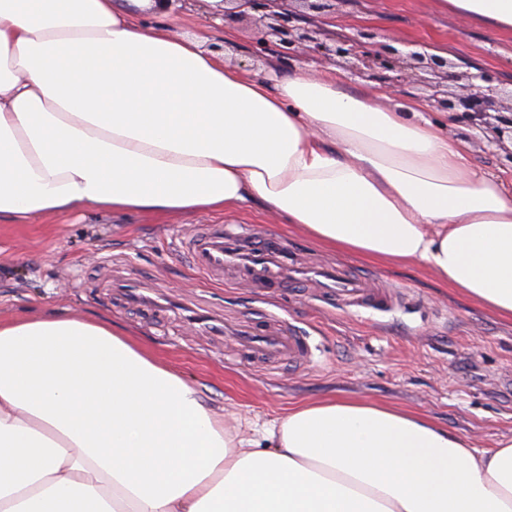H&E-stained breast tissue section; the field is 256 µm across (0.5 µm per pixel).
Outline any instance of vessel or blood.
<instances>
[{"instance_id": "vessel-or-blood-1", "label": "vessel or blood", "mask_w": 512, "mask_h": 512, "mask_svg": "<svg viewBox=\"0 0 512 512\" xmlns=\"http://www.w3.org/2000/svg\"><path fill=\"white\" fill-rule=\"evenodd\" d=\"M188 253L194 268L212 280H223L230 273L264 293L310 286L315 288L318 301L342 311L363 307L385 312L397 301L393 291L377 286L367 276L352 273L344 264L301 261L279 237L258 239L238 224L207 226L192 237ZM112 288L130 307L158 314L175 313L196 324L207 336L232 334L249 353L305 362L311 358L307 337L279 321L271 320L260 327L232 321L205 297L174 301L144 280H116Z\"/></svg>"}]
</instances>
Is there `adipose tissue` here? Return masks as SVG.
Here are the masks:
<instances>
[{
	"label": "adipose tissue",
	"instance_id": "obj_1",
	"mask_svg": "<svg viewBox=\"0 0 512 512\" xmlns=\"http://www.w3.org/2000/svg\"><path fill=\"white\" fill-rule=\"evenodd\" d=\"M512 34V0H437ZM447 119L322 71L246 76L118 0H0V223L258 203L320 249L419 265L512 321V180ZM259 448L130 331L0 316V512H512V438L304 402Z\"/></svg>",
	"mask_w": 512,
	"mask_h": 512
}]
</instances>
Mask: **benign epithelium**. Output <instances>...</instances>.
Masks as SVG:
<instances>
[{
    "label": "benign epithelium",
    "instance_id": "7a95c632",
    "mask_svg": "<svg viewBox=\"0 0 512 512\" xmlns=\"http://www.w3.org/2000/svg\"><path fill=\"white\" fill-rule=\"evenodd\" d=\"M222 16L249 18L254 21L261 39H277L292 54L296 49L320 59L342 65L352 78H370L390 86L402 79L408 67L426 74L423 83L429 89L428 106L432 112H446L448 119L471 128L486 129L500 138L512 134V87H507L494 72L477 68L456 71L451 60L430 53L426 43H415L405 52L394 46V40L373 31L360 30L353 36L332 41L321 38L317 29L298 25L301 14L278 10L280 0H222ZM316 17L327 18L336 13L342 0H297Z\"/></svg>",
    "mask_w": 512,
    "mask_h": 512
}]
</instances>
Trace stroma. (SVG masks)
<instances>
[{
  "mask_svg": "<svg viewBox=\"0 0 512 512\" xmlns=\"http://www.w3.org/2000/svg\"><path fill=\"white\" fill-rule=\"evenodd\" d=\"M134 16L199 38L203 49L252 75L271 66L288 73L330 67L257 41L251 20H218L208 0H186L176 14L138 9ZM305 24L331 37L368 28L424 40L461 69L479 65L512 81V37L439 10L434 0H343L328 22L310 17ZM203 224H240L257 237H283L306 258L323 257L285 219L263 216L254 205L233 214L160 219L91 210L37 215L26 224H0V315L65 309L120 324L193 383L207 405L238 417L246 430L262 429L301 402L345 398L428 416L480 449L512 438V322L453 293L423 267L384 266L349 254L342 262L399 290L398 306L332 312L303 288L264 297L244 283H214L193 269L184 247ZM116 277L145 279L176 297L206 295L225 314L256 324L288 320L308 336L312 360L293 366L258 359L233 339L216 342L177 318L156 321L124 308L112 295Z\"/></svg>",
  "mask_w": 512,
  "mask_h": 512,
  "instance_id": "1",
  "label": "stroma"
}]
</instances>
